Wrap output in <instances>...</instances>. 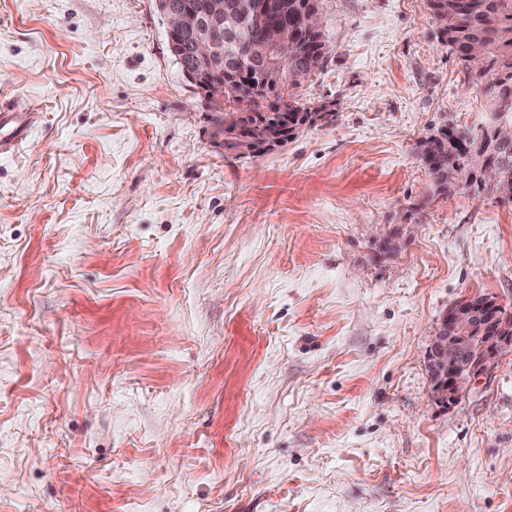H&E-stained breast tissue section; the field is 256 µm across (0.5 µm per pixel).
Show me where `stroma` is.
<instances>
[{"instance_id":"35a3bbf8","label":"stroma","mask_w":512,"mask_h":512,"mask_svg":"<svg viewBox=\"0 0 512 512\" xmlns=\"http://www.w3.org/2000/svg\"><path fill=\"white\" fill-rule=\"evenodd\" d=\"M336 120L224 150L155 0H0V512H512V349L452 408L431 333L512 312V202L425 0H322ZM438 136L428 139L431 148L421 151L420 158L432 177L439 195L448 196L460 182L476 194L512 202L506 193L512 189V129L504 135L487 124L479 128L444 127ZM505 143H496V138Z\"/></svg>"}]
</instances>
